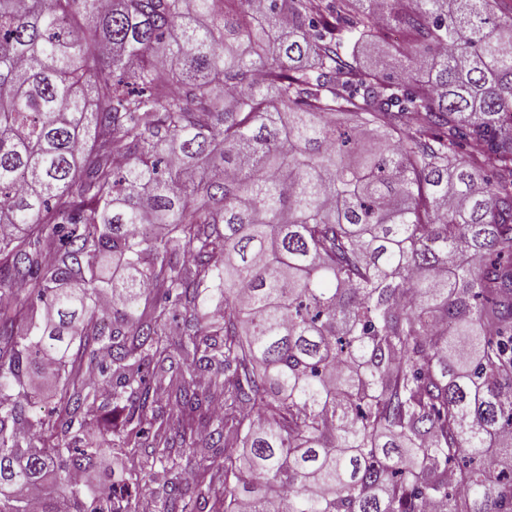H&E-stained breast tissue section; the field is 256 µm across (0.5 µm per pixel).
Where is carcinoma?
<instances>
[{"label": "carcinoma", "mask_w": 512, "mask_h": 512, "mask_svg": "<svg viewBox=\"0 0 512 512\" xmlns=\"http://www.w3.org/2000/svg\"><path fill=\"white\" fill-rule=\"evenodd\" d=\"M5 224L0 512H512V0H0Z\"/></svg>", "instance_id": "cac0c4a2"}]
</instances>
